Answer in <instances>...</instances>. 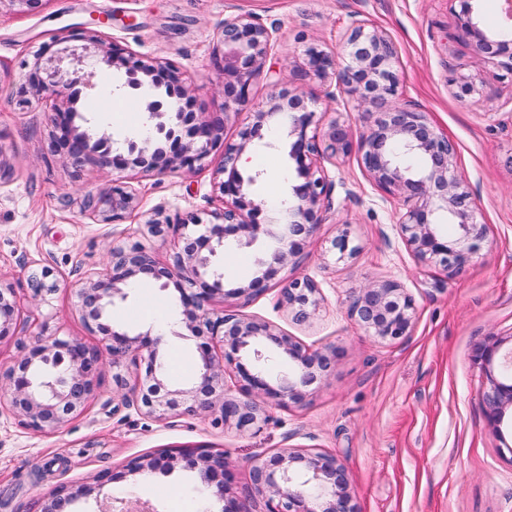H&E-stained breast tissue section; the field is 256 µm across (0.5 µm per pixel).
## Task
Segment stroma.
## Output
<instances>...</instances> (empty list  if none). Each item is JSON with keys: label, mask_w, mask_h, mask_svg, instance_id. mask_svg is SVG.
Instances as JSON below:
<instances>
[{"label": "stroma", "mask_w": 512, "mask_h": 512, "mask_svg": "<svg viewBox=\"0 0 512 512\" xmlns=\"http://www.w3.org/2000/svg\"><path fill=\"white\" fill-rule=\"evenodd\" d=\"M245 11L279 27L269 67L307 97L322 123L339 120L356 136L366 124L364 111L346 99L325 101L301 50L312 43L339 52L355 17L386 31L398 52V94L454 144L486 240L456 273L422 262L395 228L401 202L372 182L357 154L322 159L335 187L300 254L261 295L212 304L273 322L306 348L335 351L305 401L272 407L269 422L248 434L224 429L209 414L147 417L114 402L112 363L103 360L92 397L58 432L30 429L9 408L0 409V512H39L59 486L91 485L102 474L108 480L99 492L76 500L70 512H110L117 499L133 512H222L223 502L197 497L199 481L187 462L167 474L126 469L132 459L195 446L225 452L229 495L237 499L258 457L294 446L343 461L359 512H512V429L498 433L488 424L479 395L483 373L474 360L491 338L512 336V75L498 61L474 58L456 33L451 0H44L33 13L0 6V282L12 286L20 305L14 335L0 339V381L22 345L36 337L100 346V335L75 308L73 287L103 268L112 242L141 239L139 225L159 207L184 218L223 206L224 157L216 151L199 170L132 180L138 209L111 224L97 221L80 202L111 186V170L89 165L74 181L52 150L50 103L22 106L11 85L24 80L51 36H67L95 19L104 39L177 67L193 94L192 111L219 112L216 34L225 16ZM462 62L481 87L479 102H461L450 89ZM120 80L119 72L107 71L79 101L93 123L118 138L133 134L141 119L127 113L122 123L113 121L109 105L124 102L112 92ZM254 157L263 174L259 193L274 202L288 191V161L266 149ZM344 226L360 251L338 262L329 248ZM44 266L60 281L47 304L35 300L28 281L30 271ZM304 276L316 282L323 301L300 324L279 294ZM386 280L398 282L416 305L410 336L391 342L369 335L348 315L353 291ZM171 297L156 288L136 293L114 320L133 332L162 327Z\"/></svg>", "instance_id": "35a3bbf8"}]
</instances>
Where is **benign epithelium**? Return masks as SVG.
Wrapping results in <instances>:
<instances>
[{"label":"benign epithelium","mask_w":512,"mask_h":512,"mask_svg":"<svg viewBox=\"0 0 512 512\" xmlns=\"http://www.w3.org/2000/svg\"><path fill=\"white\" fill-rule=\"evenodd\" d=\"M456 30L474 51L497 58L512 75V28L490 29L482 19L481 0H456ZM278 27L259 21L250 12L224 18L222 46L224 111L238 112L252 105V86L269 81L272 90L265 105L232 143L224 139V123L210 114L193 117L185 112L191 99L179 71L170 63L143 61L116 43H106L83 28L70 34L78 42L47 57L38 56L20 100L52 99L48 113L50 135L75 171L86 163L110 169L112 187L99 197L87 196L83 210L104 223L119 221L138 208L128 181L142 176L194 170L210 153H224L223 209L175 220L157 209L140 227L148 238L177 236L173 262L160 266L139 243L114 242L108 262L87 274L74 289L75 307L92 332L102 335V346L56 338L24 351L8 370V388L0 403H9L22 424L37 431L55 432L68 417L81 411L94 390L97 366L112 359L113 393L125 406L147 414L179 418L216 412L215 421L239 433L258 432L269 421L268 400L287 407L307 396V388L329 368L336 350L310 351L270 321L234 310H208L216 298L251 299L267 290V283L288 266L303 241L319 223L320 208L335 187L320 158L355 151L370 179L387 195L401 199L406 212L397 222L398 235L423 262L455 271L475 255L485 241V225L477 221V199L458 172L455 149L426 113L397 95L396 49L381 30L361 20L352 21L343 53L334 57L312 44L303 48L309 74L320 81L322 96L336 102L348 96L360 104L379 107L358 140L351 128L334 119L321 126L317 112L304 97L283 86L266 68L277 47ZM123 71L118 86L139 111L148 113L150 126L132 136L116 138L104 126H91L77 103L80 88L102 69ZM457 68L450 79L454 96L472 102L480 87ZM258 147L287 155L295 172L288 206L267 208L257 191L259 171H243L237 158ZM404 155L416 156L421 167L403 164ZM264 243L255 256L256 275L247 285L229 280L220 258L233 248ZM336 260L354 257L348 225L332 242ZM29 281L41 301L54 294L58 280L49 266L32 272ZM145 285L174 289L177 303L176 336L198 339L199 371L182 385L166 380V335L153 328L132 333L113 322V311ZM281 301L292 319L306 323L318 312L322 296L309 278L294 279L281 289ZM19 314L13 288L0 283V339L10 335ZM349 316L370 335L396 340L410 333L415 316L413 299L401 285L383 281L354 293ZM495 339L479 349L486 382L481 400L489 424L501 432L512 412V348L501 351ZM134 381H129L130 369ZM234 374L242 384L235 392L226 384ZM185 459L200 482L214 496L224 498L229 474L224 453L182 448L137 458L127 465L130 474L145 470L168 472ZM344 463L336 456L299 447L282 448L256 464L244 498L265 499L267 512H357ZM94 492L81 487L66 492L61 486L41 512H65V506Z\"/></svg>","instance_id":"7a95c632"}]
</instances>
